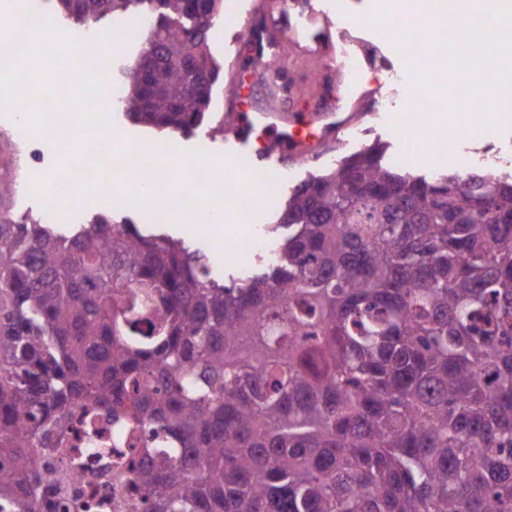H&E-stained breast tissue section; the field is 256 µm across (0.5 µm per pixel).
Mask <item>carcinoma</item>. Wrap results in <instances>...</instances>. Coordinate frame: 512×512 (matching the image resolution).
<instances>
[{
    "instance_id": "1",
    "label": "carcinoma",
    "mask_w": 512,
    "mask_h": 512,
    "mask_svg": "<svg viewBox=\"0 0 512 512\" xmlns=\"http://www.w3.org/2000/svg\"><path fill=\"white\" fill-rule=\"evenodd\" d=\"M152 20L117 70L134 125L186 137L224 0H54ZM374 146L289 195L273 258L208 255L99 212L0 224V512H56L74 417L148 433L136 512H512V181Z\"/></svg>"
}]
</instances>
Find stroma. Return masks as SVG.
<instances>
[{
	"mask_svg": "<svg viewBox=\"0 0 512 512\" xmlns=\"http://www.w3.org/2000/svg\"><path fill=\"white\" fill-rule=\"evenodd\" d=\"M302 5L316 29L335 32L338 22L349 21L362 24L364 18L373 14L380 5V0H301ZM243 11H236L220 24V33L210 41L213 56L224 67H231L233 62H247L253 50L251 45L241 39ZM379 45L387 55V62H377L363 66L359 84L361 87L387 90L394 72L404 70L405 63L393 40L386 34H379ZM411 93L410 83H403L395 104L385 108L383 100H376L369 112L350 113V123L346 130L337 134L334 142L325 144L319 155L300 163L289 164L288 168L277 170L272 176H263L249 182L244 199L249 203H262L263 193L267 187H275L279 199H286L288 194L301 182L320 170L338 165L340 161L355 153L364 151L374 145L386 149L387 162L397 164L400 170L435 174L454 172L458 169L457 156L464 152H481L495 154L503 162L512 160V130L491 139H476L465 133H457L452 147L445 152H425L416 150L403 132L414 124L421 123V115L405 114L404 109ZM111 119L115 130L123 135L124 142L135 141L139 145L158 148L164 144L176 143L179 155L191 157L199 149L223 157L231 147V142L222 136H214L208 126H201L194 135L170 140L168 135L160 134L142 126L131 124L124 113L112 111ZM15 118L0 114V177L13 179L21 176L26 181H38L39 177L55 169V149L51 144H42V157L38 164H28L23 154L18 153L12 136Z\"/></svg>",
	"mask_w": 512,
	"mask_h": 512,
	"instance_id": "1",
	"label": "stroma"
}]
</instances>
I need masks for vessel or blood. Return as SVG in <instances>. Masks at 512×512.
Wrapping results in <instances>:
<instances>
[{
  "mask_svg": "<svg viewBox=\"0 0 512 512\" xmlns=\"http://www.w3.org/2000/svg\"><path fill=\"white\" fill-rule=\"evenodd\" d=\"M286 7V0H252L243 29L257 60L272 61L257 75L270 88L280 89L279 73L287 68L302 71L309 67L319 72L320 84L302 83L288 91L289 96L302 93L315 101L319 129L314 135L304 134L300 125L289 121L286 107L258 109L249 105L241 74L233 72L225 89L229 116L224 133L235 148L234 154L224 158L227 173H234L239 163L254 171H270L308 157L311 147L328 143L334 133L348 126L342 115L344 98L330 87L337 71L334 48L320 37L302 40L287 35L282 27Z\"/></svg>",
  "mask_w": 512,
  "mask_h": 512,
  "instance_id": "b4317fda",
  "label": "vessel or blood"
}]
</instances>
